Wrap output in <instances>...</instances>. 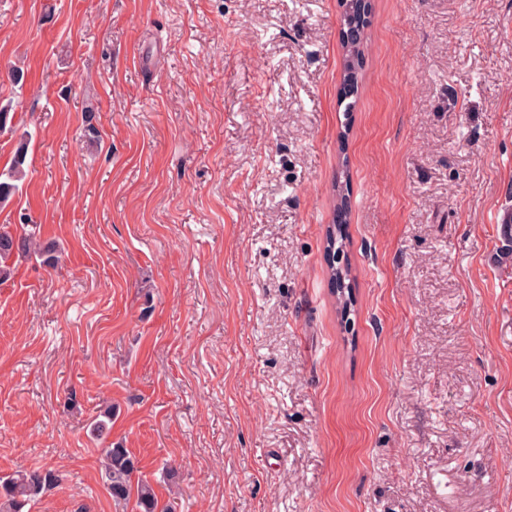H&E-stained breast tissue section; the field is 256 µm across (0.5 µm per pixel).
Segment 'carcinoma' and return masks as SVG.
Returning a JSON list of instances; mask_svg holds the SVG:
<instances>
[{"label": "carcinoma", "instance_id": "carcinoma-1", "mask_svg": "<svg viewBox=\"0 0 512 512\" xmlns=\"http://www.w3.org/2000/svg\"><path fill=\"white\" fill-rule=\"evenodd\" d=\"M341 20L350 30H361L368 25L367 13L363 11L362 0H344ZM364 56L362 37L355 38L344 47L343 81L357 86L358 69ZM27 143L18 142L9 170L4 173L5 179H0V205L12 198L18 190L17 182L25 177ZM337 208L347 209L349 197V181L345 171H340L336 177ZM344 225L333 223L328 226L326 233V250L334 256L343 251ZM35 255L43 258V262L52 260L50 250L42 247L35 230L23 229L19 233L0 230V280L10 276L9 259L15 255ZM501 258L512 257V215L507 216L500 227ZM330 280L336 292L337 302L347 312L354 306V298L349 287V268L334 261L330 262ZM112 422V409L100 413V417L90 424L89 434L101 439L107 434L108 423ZM138 467L128 449L119 445L104 449L102 479L106 484L112 499L118 503L136 500L140 512H170V508L159 506L152 485L136 478ZM58 476L51 470L40 472H20L0 479V512H22L27 502L37 496L42 490L54 485Z\"/></svg>", "mask_w": 512, "mask_h": 512}]
</instances>
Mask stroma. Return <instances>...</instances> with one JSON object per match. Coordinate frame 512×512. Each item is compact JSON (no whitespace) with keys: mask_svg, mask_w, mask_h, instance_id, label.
<instances>
[{"mask_svg":"<svg viewBox=\"0 0 512 512\" xmlns=\"http://www.w3.org/2000/svg\"><path fill=\"white\" fill-rule=\"evenodd\" d=\"M369 2L346 116L338 0H0V226L59 256L0 281L24 512H138L105 408L174 512H512V0ZM27 157V143L20 140L15 148L13 162L6 173L0 174V205L6 204L18 190L15 182L25 177V164ZM5 176L4 180L1 178ZM343 239V224H336L334 222L328 226L325 243L327 252L332 255V262L329 265L330 280L334 287L337 302L343 309L344 314H347V311L353 308L355 301L349 283H346V281L350 280L348 266L340 265V263L336 265V252L340 253L343 251ZM138 467L127 448L116 446L104 449L102 479L115 502H127L135 497L136 506L141 512H172L171 508H159L158 499L152 485L137 477ZM58 476L52 470L20 472L0 479V511L22 512V508L42 490L54 485Z\"/></svg>","mask_w":512,"mask_h":512,"instance_id":"obj_1","label":"stroma"}]
</instances>
